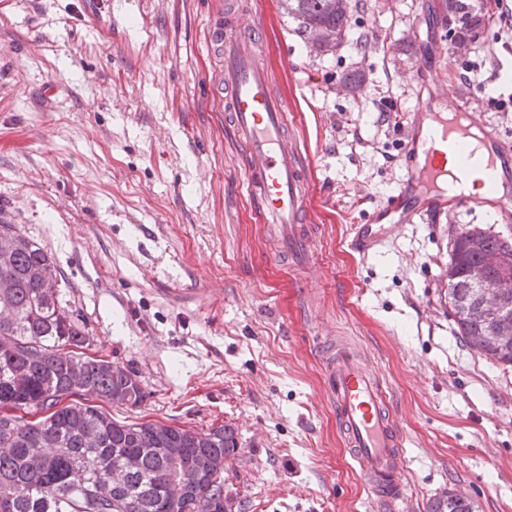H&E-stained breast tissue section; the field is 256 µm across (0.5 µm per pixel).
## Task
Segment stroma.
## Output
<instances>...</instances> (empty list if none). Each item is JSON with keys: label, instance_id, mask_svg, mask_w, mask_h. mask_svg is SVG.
Returning a JSON list of instances; mask_svg holds the SVG:
<instances>
[{"label": "stroma", "instance_id": "obj_1", "mask_svg": "<svg viewBox=\"0 0 512 512\" xmlns=\"http://www.w3.org/2000/svg\"><path fill=\"white\" fill-rule=\"evenodd\" d=\"M262 51L313 166L312 267L280 261L243 186L217 106L214 0H0V224L42 244L85 325L87 351L130 368L146 394L117 420L233 425L224 485L241 512H379L351 461L321 344L346 342L377 372L407 436L406 512L464 488L512 512V366L472 351L448 300L452 243L485 208L388 229L369 256L349 227L399 189L417 98H469L466 63L512 87V24L467 0H357L335 53L312 51L277 0ZM296 74L297 83L287 80ZM485 111L512 146V112Z\"/></svg>", "mask_w": 512, "mask_h": 512}]
</instances>
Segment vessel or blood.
Here are the masks:
<instances>
[{
    "instance_id": "vessel-or-blood-1",
    "label": "vessel or blood",
    "mask_w": 512,
    "mask_h": 512,
    "mask_svg": "<svg viewBox=\"0 0 512 512\" xmlns=\"http://www.w3.org/2000/svg\"><path fill=\"white\" fill-rule=\"evenodd\" d=\"M235 0H218L212 45L221 54L224 120L245 151L244 184L262 223L276 225L281 249L292 264L307 266L313 236L310 165L288 124V101L261 52L267 18L255 8L240 28ZM405 173L394 201L381 215L398 224H422L451 211L493 209L512 220V148L502 144L482 113L458 99L453 113L429 111L419 102L403 147ZM485 172V195H448L441 182L467 181L475 165ZM377 224L355 228L352 246L368 253L382 244ZM328 392L350 457L360 468L383 512H399L405 500L407 460L403 430L392 414L381 382L353 350L339 347L325 358Z\"/></svg>"
}]
</instances>
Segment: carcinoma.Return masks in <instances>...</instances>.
Returning a JSON list of instances; mask_svg holds the SVG:
<instances>
[{"label": "carcinoma", "instance_id": "1", "mask_svg": "<svg viewBox=\"0 0 512 512\" xmlns=\"http://www.w3.org/2000/svg\"><path fill=\"white\" fill-rule=\"evenodd\" d=\"M278 2L315 50L333 52L344 40L353 0ZM3 231L12 244L0 249V339L12 349L0 352V512H224V460L237 452L236 429L113 420L99 402L121 394L142 406L136 375L83 352L84 326L61 305L51 257L17 225L0 224ZM493 252L512 267L511 240L457 235L448 266L457 296L474 294L468 274ZM456 325L464 339L487 328L476 311ZM201 457L212 469L183 490L177 473ZM431 512H474V502L450 494Z\"/></svg>", "mask_w": 512, "mask_h": 512}]
</instances>
